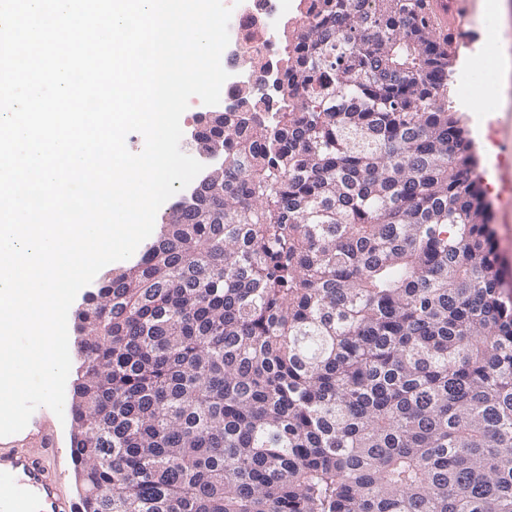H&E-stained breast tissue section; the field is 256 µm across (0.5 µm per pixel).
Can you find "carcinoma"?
Here are the masks:
<instances>
[{"mask_svg":"<svg viewBox=\"0 0 512 512\" xmlns=\"http://www.w3.org/2000/svg\"><path fill=\"white\" fill-rule=\"evenodd\" d=\"M271 97L207 112L222 194L74 312L84 512H512V298L452 39L299 0Z\"/></svg>","mask_w":512,"mask_h":512,"instance_id":"cac0c4a2","label":"carcinoma"}]
</instances>
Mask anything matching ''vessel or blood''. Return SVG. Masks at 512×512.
Instances as JSON below:
<instances>
[{"instance_id": "vessel-or-blood-1", "label": "vessel or blood", "mask_w": 512, "mask_h": 512, "mask_svg": "<svg viewBox=\"0 0 512 512\" xmlns=\"http://www.w3.org/2000/svg\"><path fill=\"white\" fill-rule=\"evenodd\" d=\"M472 9L473 0H426L435 28L446 35L460 31ZM22 436L31 447L0 450V512H77L76 502L59 492L61 474L52 465L59 448L42 410H35Z\"/></svg>"}]
</instances>
